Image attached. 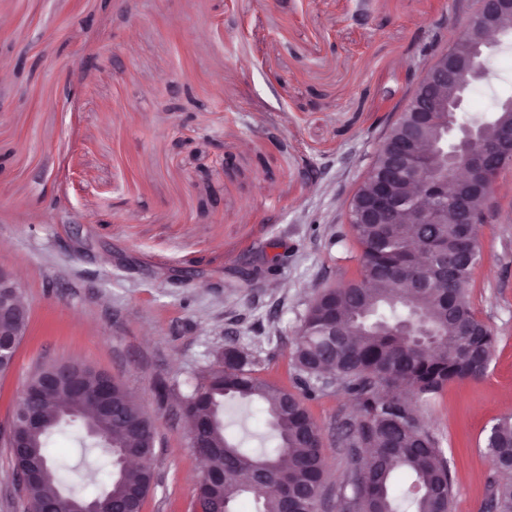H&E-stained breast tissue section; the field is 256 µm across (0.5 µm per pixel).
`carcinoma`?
Segmentation results:
<instances>
[{
    "instance_id": "carcinoma-1",
    "label": "carcinoma",
    "mask_w": 512,
    "mask_h": 512,
    "mask_svg": "<svg viewBox=\"0 0 512 512\" xmlns=\"http://www.w3.org/2000/svg\"><path fill=\"white\" fill-rule=\"evenodd\" d=\"M466 66L488 65L498 45L474 62L463 45H455ZM512 93L496 94L489 120L435 113L419 126L413 140V164L429 171L444 162L440 145L448 123L482 126L481 148L502 127L512 125ZM360 248V276L339 287L318 289L301 320L292 362L301 393L277 387L248 369L238 349L224 351V364L209 369L182 397L188 416L199 424L197 435L208 446L207 472L198 483L194 512H236L237 502L253 496L246 483L229 481V473L261 479L267 492L255 500L257 512H311L315 499H327L322 436L303 398L323 391L318 378L330 374L348 392L355 413L340 427L347 466L338 499L344 512H452L453 485L448 460L435 434L419 416L420 404L453 380L482 378L490 365L495 337L476 318L470 301L473 270L451 263L464 234L462 224H408L397 212L388 224H350ZM425 321L438 345L424 351L409 336L407 323ZM77 422L86 419L101 435L98 446L108 455L140 448L155 424L139 400L120 382H112L119 412L108 417L81 396L64 398ZM258 403L277 439L270 452L241 448L224 428L226 403ZM56 405L40 411V423L28 430L29 454L42 462L29 485V500L54 503L57 512H76L80 497L63 491L47 452L50 435L63 427ZM487 453L500 479L494 483L491 512H512V417L497 420L486 439ZM154 460L140 462L132 477H111L92 500L110 497L141 509L154 484ZM404 472L412 482L398 496L394 477Z\"/></svg>"
}]
</instances>
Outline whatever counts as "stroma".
I'll use <instances>...</instances> for the list:
<instances>
[{"mask_svg":"<svg viewBox=\"0 0 512 512\" xmlns=\"http://www.w3.org/2000/svg\"><path fill=\"white\" fill-rule=\"evenodd\" d=\"M0 0V270L30 312L0 373V512H28L5 438L39 365L75 361L138 396L158 432L142 512H191L201 464L179 396L228 344L256 376L296 391L290 361L315 289L360 271L344 220L407 67L451 43L478 0ZM98 61L84 71L85 58ZM512 91V53L467 98ZM237 166L225 175V158ZM479 233L470 299L496 338L485 377L421 407L440 439L453 512H487L485 436L512 415V166ZM281 266L251 282L234 268ZM166 394H159V386ZM328 481L346 467L351 398L307 400ZM248 448L274 447L262 412L228 407ZM73 424L50 451L68 490L102 491L107 455Z\"/></svg>","mask_w":512,"mask_h":512,"instance_id":"stroma-1","label":"stroma"}]
</instances>
